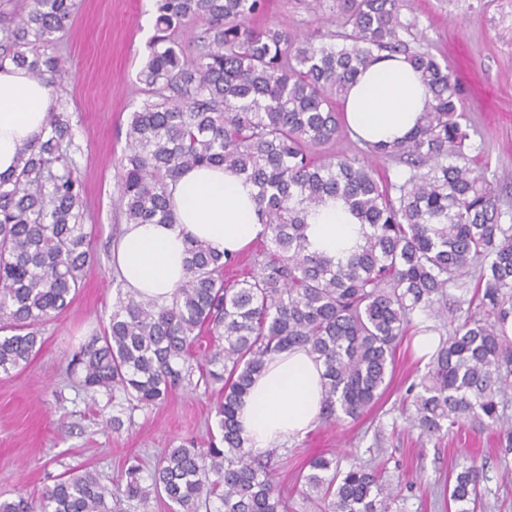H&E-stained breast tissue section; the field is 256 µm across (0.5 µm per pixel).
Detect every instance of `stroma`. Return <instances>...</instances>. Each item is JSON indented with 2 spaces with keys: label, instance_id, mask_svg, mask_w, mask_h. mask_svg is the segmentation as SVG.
<instances>
[{
  "label": "stroma",
  "instance_id": "35a3bbf8",
  "mask_svg": "<svg viewBox=\"0 0 512 512\" xmlns=\"http://www.w3.org/2000/svg\"><path fill=\"white\" fill-rule=\"evenodd\" d=\"M466 89L469 154L499 197L503 224L512 225V0H410L404 12ZM151 0H80L58 52L67 71L69 110L82 147L77 176L86 199V228L94 255L74 299L42 329V347L24 368L0 374V496L39 497L55 475L78 467L110 479L129 460L152 467L183 441H206L215 430V391L182 383L167 402L132 412L120 431L107 428L106 396L87 394L67 364L99 334L116 298L112 244L123 220L115 202V174L130 116L142 101L137 74L155 33ZM427 364L405 338L382 400L359 420L317 422L281 446L277 481L295 512H313L296 477L309 457L382 469L397 483L393 512H448V479L464 456L487 479L477 512H512V449L498 427L461 422L447 433L421 436L411 416L412 384Z\"/></svg>",
  "mask_w": 512,
  "mask_h": 512
}]
</instances>
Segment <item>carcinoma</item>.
Listing matches in <instances>:
<instances>
[{
    "label": "carcinoma",
    "instance_id": "cac0c4a2",
    "mask_svg": "<svg viewBox=\"0 0 512 512\" xmlns=\"http://www.w3.org/2000/svg\"><path fill=\"white\" fill-rule=\"evenodd\" d=\"M322 11L299 35L255 25L265 0H152L156 33L138 73L115 175L127 224H173L172 188L186 168L222 166L257 187L264 245L243 277L238 258L195 240L185 277L165 305L117 288L101 335L68 363L85 390L112 407L157 406L194 373L217 389L219 435L163 453L149 479L130 461L105 484L87 468L54 476L36 499H0V512H293L273 472V452L244 449L237 410L274 355L294 346L323 365L320 418L357 420L386 392L395 352L416 311L448 312V293L479 268L474 310L453 317L412 406L436 434L465 418L502 425L512 389V225L492 182L471 167L460 86L448 65L404 39L405 0H301ZM77 0H0V67L13 64L54 90L48 127L0 174V373L31 362L41 327L71 303L93 259L67 87L55 47ZM405 56L429 97L422 123L394 143H366L359 157L330 152L347 125L336 112L374 55ZM410 168L397 186L373 161ZM329 199L361 225L343 259L309 250L307 219ZM212 339L190 364L200 336ZM483 470L465 462L448 486L454 512H475ZM319 512H390L397 487L376 468L342 471L316 456L297 476Z\"/></svg>",
    "mask_w": 512,
    "mask_h": 512
}]
</instances>
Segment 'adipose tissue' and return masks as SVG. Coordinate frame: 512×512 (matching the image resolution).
Returning <instances> with one entry per match:
<instances>
[{
    "label": "adipose tissue",
    "mask_w": 512,
    "mask_h": 512,
    "mask_svg": "<svg viewBox=\"0 0 512 512\" xmlns=\"http://www.w3.org/2000/svg\"><path fill=\"white\" fill-rule=\"evenodd\" d=\"M428 93L400 55L381 54L359 75L346 96L349 127L370 143L394 142L417 126ZM56 97L21 68L0 69V173L11 172L20 154L47 125ZM252 184L223 168H189L172 193L175 224H128L113 248L115 272L124 288L169 302L185 276L187 239L235 255L264 232ZM312 250L346 256L360 240V226L336 201L308 219ZM324 368L307 350L294 347L275 356L256 375L237 420L245 447L261 453L302 437L321 409Z\"/></svg>",
    "instance_id": "ef3b65f1"
}]
</instances>
